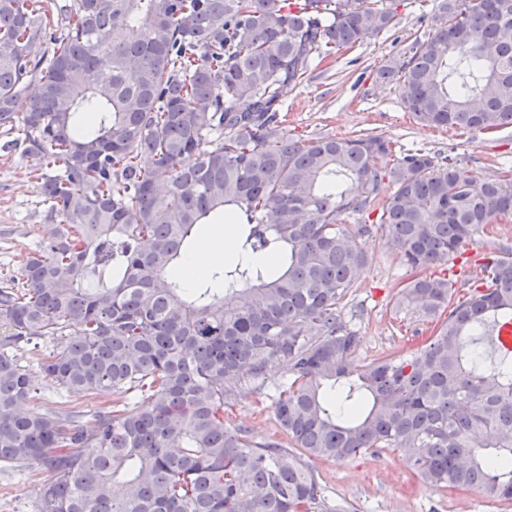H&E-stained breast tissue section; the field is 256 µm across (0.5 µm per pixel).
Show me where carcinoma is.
Returning a JSON list of instances; mask_svg holds the SVG:
<instances>
[{
	"instance_id": "1",
	"label": "carcinoma",
	"mask_w": 512,
	"mask_h": 512,
	"mask_svg": "<svg viewBox=\"0 0 512 512\" xmlns=\"http://www.w3.org/2000/svg\"><path fill=\"white\" fill-rule=\"evenodd\" d=\"M55 8L0 0V127L23 128L48 207L43 245L0 288V463L50 472L34 512H343L280 442L224 421L238 382L264 391L272 364L275 419L302 453L400 450L430 484L512 501V349L494 343L512 324V247L477 260L459 298L456 280L421 274L512 218V169L479 182L428 154L392 160L379 135L300 144L279 115L314 59L395 25L393 0ZM378 78L431 127H512V0H438L432 35ZM387 181V245L418 272L396 306L424 303L434 329L358 364L343 301L369 229L343 214ZM226 212L238 259L184 287L195 226ZM44 338L59 345L45 377L77 400L112 395L91 426L18 413L34 391L20 351Z\"/></svg>"
}]
</instances>
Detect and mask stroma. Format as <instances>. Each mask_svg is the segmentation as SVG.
<instances>
[{
	"label": "stroma",
	"mask_w": 512,
	"mask_h": 512,
	"mask_svg": "<svg viewBox=\"0 0 512 512\" xmlns=\"http://www.w3.org/2000/svg\"><path fill=\"white\" fill-rule=\"evenodd\" d=\"M396 4L394 28L367 35L351 50L314 61L303 84L284 93L282 113L289 138L305 142L323 136L382 135L390 140L393 157L427 152L460 164L476 180L495 178L501 168L512 167L511 127L489 135L425 126L405 110L395 84L378 80L383 65L414 40H427L431 32L435 0H396ZM30 164L19 149L0 155V282L18 275L23 256L43 241L40 226L45 208L37 181L27 173ZM379 216L374 207L347 217L348 223L370 227L363 239L367 266L345 307L361 337L356 353L361 364L395 351L420 327L416 316L394 308L397 286L410 273L390 253ZM55 348V342L46 339L24 353L23 362L38 389L36 399L25 402L24 411L46 413L63 406L59 389L43 378L38 366L39 355ZM224 419L250 428L259 438L278 433L272 410L260 405L248 381L225 406ZM306 464L316 474L320 495L345 512H512V502H494L477 492L444 491L421 481L398 451L368 452L346 461L310 458ZM48 477L43 469L30 479L0 466V502H9L10 512H33L39 485Z\"/></svg>",
	"instance_id": "stroma-1"
}]
</instances>
